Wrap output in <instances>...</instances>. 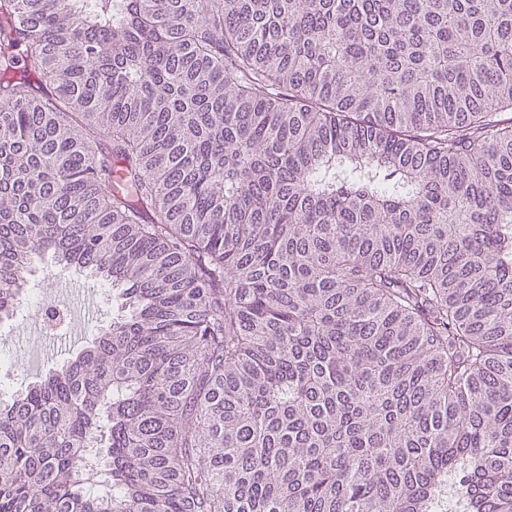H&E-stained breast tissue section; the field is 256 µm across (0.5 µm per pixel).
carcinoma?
<instances>
[{"instance_id": "cac0c4a2", "label": "carcinoma", "mask_w": 512, "mask_h": 512, "mask_svg": "<svg viewBox=\"0 0 512 512\" xmlns=\"http://www.w3.org/2000/svg\"><path fill=\"white\" fill-rule=\"evenodd\" d=\"M505 112L512 0H0V322L116 304L0 512H512Z\"/></svg>"}]
</instances>
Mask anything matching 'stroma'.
<instances>
[{"instance_id":"obj_1","label":"stroma","mask_w":512,"mask_h":512,"mask_svg":"<svg viewBox=\"0 0 512 512\" xmlns=\"http://www.w3.org/2000/svg\"><path fill=\"white\" fill-rule=\"evenodd\" d=\"M31 282L32 300L11 321L0 323V380L8 391L57 368L80 349L91 329L112 322V294L90 276L56 279L52 270H36ZM64 303L70 325L63 337L42 332L40 305Z\"/></svg>"}]
</instances>
